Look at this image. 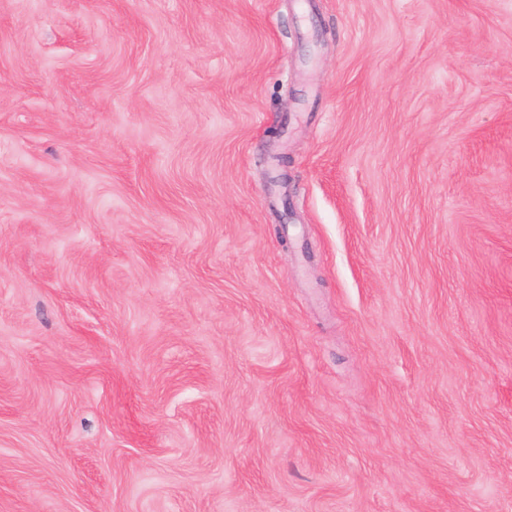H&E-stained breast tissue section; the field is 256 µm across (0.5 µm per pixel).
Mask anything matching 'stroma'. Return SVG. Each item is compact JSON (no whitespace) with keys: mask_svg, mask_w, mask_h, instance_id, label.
I'll use <instances>...</instances> for the list:
<instances>
[{"mask_svg":"<svg viewBox=\"0 0 512 512\" xmlns=\"http://www.w3.org/2000/svg\"><path fill=\"white\" fill-rule=\"evenodd\" d=\"M0 512H512V0H0Z\"/></svg>","mask_w":512,"mask_h":512,"instance_id":"stroma-1","label":"stroma"}]
</instances>
